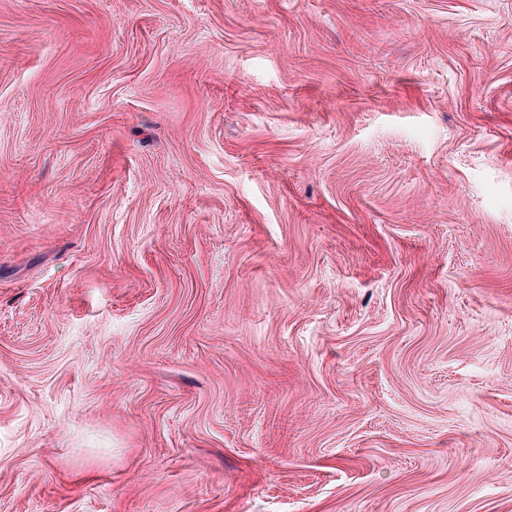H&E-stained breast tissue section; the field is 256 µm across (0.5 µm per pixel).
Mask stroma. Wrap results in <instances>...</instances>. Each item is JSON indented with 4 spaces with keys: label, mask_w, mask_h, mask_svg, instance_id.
Here are the masks:
<instances>
[{
    "label": "stroma",
    "mask_w": 512,
    "mask_h": 512,
    "mask_svg": "<svg viewBox=\"0 0 512 512\" xmlns=\"http://www.w3.org/2000/svg\"><path fill=\"white\" fill-rule=\"evenodd\" d=\"M0 512H512V0H0Z\"/></svg>",
    "instance_id": "obj_1"
}]
</instances>
